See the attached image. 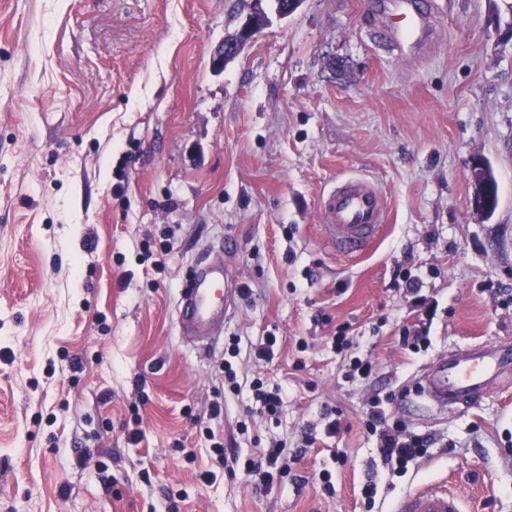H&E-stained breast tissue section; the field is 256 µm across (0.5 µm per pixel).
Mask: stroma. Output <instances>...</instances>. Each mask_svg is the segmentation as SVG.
<instances>
[{
  "label": "stroma",
  "instance_id": "stroma-1",
  "mask_svg": "<svg viewBox=\"0 0 512 512\" xmlns=\"http://www.w3.org/2000/svg\"><path fill=\"white\" fill-rule=\"evenodd\" d=\"M420 5L430 35L402 53L374 36L371 0H303L285 18L264 0L269 25L216 74L250 0H0V512H391L421 485L512 512V383L454 412L401 395L439 355L512 337V13ZM477 156L499 185L487 219ZM352 176L390 218L347 260L321 238L320 202ZM228 236L223 337L187 342L179 291ZM409 277L437 314L429 349L404 355ZM270 333L284 339L265 370L283 391L271 419L219 382L231 341L245 353ZM357 357L377 365L369 385L345 377ZM368 388L436 437L431 461L380 470L370 511ZM328 410L349 458L331 492L317 475L332 457L302 441ZM212 433L243 459L272 441L303 458L261 489L241 470L203 482Z\"/></svg>",
  "mask_w": 512,
  "mask_h": 512
}]
</instances>
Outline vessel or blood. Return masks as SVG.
I'll return each instance as SVG.
<instances>
[{
  "label": "vessel or blood",
  "instance_id": "obj_1",
  "mask_svg": "<svg viewBox=\"0 0 512 512\" xmlns=\"http://www.w3.org/2000/svg\"><path fill=\"white\" fill-rule=\"evenodd\" d=\"M392 18L389 39L406 48L421 39L426 18L412 0H383ZM323 240L337 254L360 257L383 235L389 221L387 197L362 177L340 180L321 200ZM226 260L216 259L197 268L182 289L176 328L180 336L215 342L224 329L234 298L228 288ZM512 379V339L460 347L426 365L415 379L417 405L426 410L454 411L477 403ZM393 512H464L454 492L423 486L396 501Z\"/></svg>",
  "mask_w": 512,
  "mask_h": 512
}]
</instances>
